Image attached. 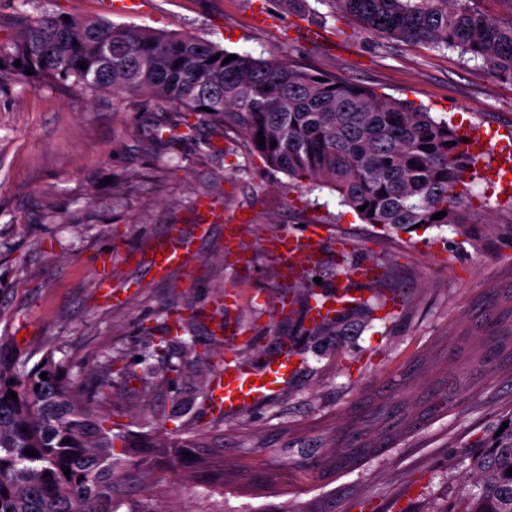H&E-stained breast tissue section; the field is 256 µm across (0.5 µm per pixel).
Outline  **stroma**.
Returning a JSON list of instances; mask_svg holds the SVG:
<instances>
[{
  "label": "stroma",
  "mask_w": 512,
  "mask_h": 512,
  "mask_svg": "<svg viewBox=\"0 0 512 512\" xmlns=\"http://www.w3.org/2000/svg\"><path fill=\"white\" fill-rule=\"evenodd\" d=\"M269 16L255 23L257 12ZM55 13L177 36L268 56L330 74L378 94L422 106L435 119L492 134L472 184L485 222L467 231L419 227L396 232L364 223L328 187H297L254 156L239 130L213 132L199 117L192 138L170 108L140 94L78 93L49 80L0 90V336L16 327L30 362L45 347L75 381L87 384L110 363L116 422L146 414L223 434L224 465H248L249 479L208 487L204 475L177 468L145 487L124 481L131 498L149 493L165 512H445L469 475L467 455L484 446L512 413V367L497 341L512 326V186L492 172L512 151V83L479 61L366 34L332 0H0V25ZM164 124V142L144 132ZM226 215L246 212L249 262L224 255V228L197 237L199 200ZM325 227L313 281L286 276L264 239ZM195 238L189 269L153 276V249L169 224ZM110 258L121 303L104 306L94 279ZM377 279L362 296L398 295L387 320L344 321L339 332H310L306 302L321 299L360 264ZM186 318L203 368L227 350L261 367L287 348L298 365L286 389L251 410L212 420L206 397L182 384L190 404L178 416L170 370L179 347H160L175 315ZM151 368L146 380L132 371ZM457 392L453 407L436 398ZM381 418L394 432L353 466L325 480L298 467L326 448L354 445L359 429Z\"/></svg>",
  "instance_id": "stroma-1"
}]
</instances>
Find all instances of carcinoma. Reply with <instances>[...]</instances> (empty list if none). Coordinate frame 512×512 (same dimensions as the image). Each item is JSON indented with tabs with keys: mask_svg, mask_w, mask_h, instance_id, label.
<instances>
[{
	"mask_svg": "<svg viewBox=\"0 0 512 512\" xmlns=\"http://www.w3.org/2000/svg\"><path fill=\"white\" fill-rule=\"evenodd\" d=\"M333 4L370 35L454 50L486 62L495 77L512 83V19L480 11L473 0ZM228 55L204 39L104 18L31 15L0 40V87L38 77L70 80L87 93L141 92L175 108L189 130L188 116L207 107L209 116L241 130L268 167L332 188L366 224L409 231L417 224L460 229L470 223L465 207L472 204L474 156L471 141L457 127L275 55L239 53L225 64ZM28 67L33 74H25ZM365 204L368 208L359 210ZM441 211L443 218L432 219ZM385 305L364 301L313 325V331L324 332L348 315L372 320ZM213 376L187 361L174 370L171 382L190 380L207 396ZM111 388L108 371L91 393L76 385L52 348L29 368L22 351L0 338V512H163L148 497L126 502L114 487L115 477L143 465L145 449L172 465L189 458L213 474L212 485L224 484V471L214 467L223 455L220 438L175 437L148 416L132 431L112 420ZM11 391L17 399L9 397ZM27 449L38 456L26 455ZM351 452L328 449L311 473L320 479L336 471ZM469 460L473 483L459 489L458 508L445 512H512V475L506 474L512 468V420Z\"/></svg>",
	"mask_w": 512,
	"mask_h": 512,
	"instance_id": "cac0c4a2",
	"label": "carcinoma"
}]
</instances>
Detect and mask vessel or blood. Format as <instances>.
I'll return each instance as SVG.
<instances>
[{
  "instance_id": "b4317fda",
  "label": "vessel or blood",
  "mask_w": 512,
  "mask_h": 512,
  "mask_svg": "<svg viewBox=\"0 0 512 512\" xmlns=\"http://www.w3.org/2000/svg\"><path fill=\"white\" fill-rule=\"evenodd\" d=\"M320 243L319 227L312 224L302 234H283L271 241L269 247L272 254L286 266L305 273L315 263ZM157 251L159 256L153 259L152 267L160 275L185 267L191 254L189 245L174 230L170 231L167 243L158 246ZM354 274V281L338 283L335 294L329 296L327 303L312 309V322H321L334 315L336 310L355 303V284L367 283L371 274L364 266L357 267ZM292 374V359L286 353L273 357L271 364L257 372L239 362L224 364L219 369L210 392L213 416L221 418L266 402L285 389Z\"/></svg>"
}]
</instances>
